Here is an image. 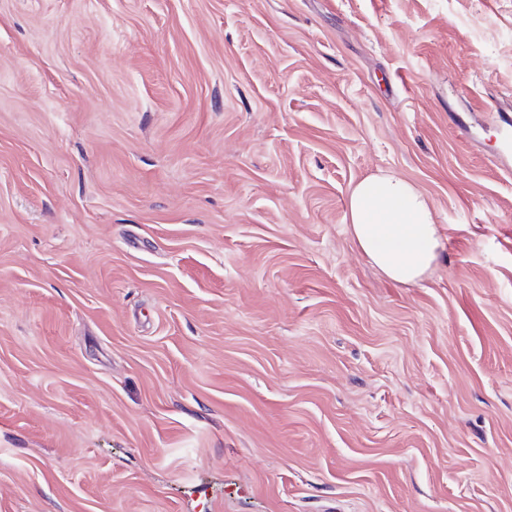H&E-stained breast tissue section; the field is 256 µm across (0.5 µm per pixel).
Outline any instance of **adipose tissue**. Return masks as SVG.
<instances>
[{
  "label": "adipose tissue",
  "instance_id": "1",
  "mask_svg": "<svg viewBox=\"0 0 512 512\" xmlns=\"http://www.w3.org/2000/svg\"><path fill=\"white\" fill-rule=\"evenodd\" d=\"M347 206L352 238L387 278H425L441 238L431 201L413 183L390 173L365 177L350 188Z\"/></svg>",
  "mask_w": 512,
  "mask_h": 512
}]
</instances>
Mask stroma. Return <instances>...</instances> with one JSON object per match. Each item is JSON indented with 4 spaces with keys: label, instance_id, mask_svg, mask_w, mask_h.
Segmentation results:
<instances>
[{
    "label": "stroma",
    "instance_id": "obj_1",
    "mask_svg": "<svg viewBox=\"0 0 512 512\" xmlns=\"http://www.w3.org/2000/svg\"><path fill=\"white\" fill-rule=\"evenodd\" d=\"M501 112L512 0H0V512H512ZM347 206L352 238L387 278H425L441 238L431 201L413 183L390 173L365 177L350 188Z\"/></svg>",
    "mask_w": 512,
    "mask_h": 512
}]
</instances>
